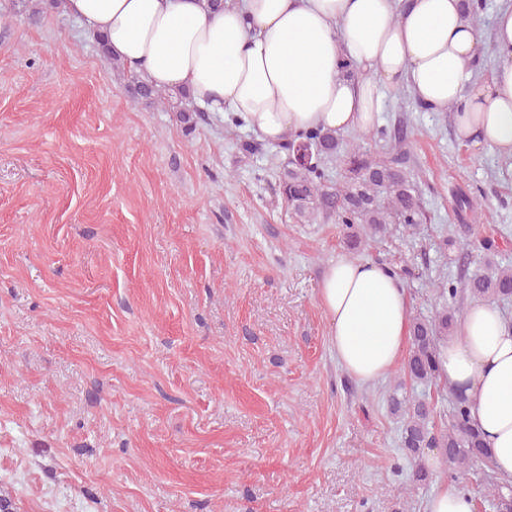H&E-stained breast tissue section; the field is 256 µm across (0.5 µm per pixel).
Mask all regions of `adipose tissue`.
Wrapping results in <instances>:
<instances>
[{
  "label": "adipose tissue",
  "mask_w": 512,
  "mask_h": 512,
  "mask_svg": "<svg viewBox=\"0 0 512 512\" xmlns=\"http://www.w3.org/2000/svg\"><path fill=\"white\" fill-rule=\"evenodd\" d=\"M65 11L104 35L113 58L160 89H189L212 112L241 118L261 140L285 144L304 130L373 127L387 90L409 87L435 112L453 111L461 141L512 160V0L492 28L496 66L461 0H65ZM362 75L343 76V61ZM318 300L336 361L371 384L402 362L410 299L374 262L339 258ZM439 377L463 393L502 480L512 482V320L476 300L438 349Z\"/></svg>",
  "instance_id": "1"
}]
</instances>
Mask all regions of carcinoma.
Listing matches in <instances>:
<instances>
[{
    "instance_id": "1",
    "label": "carcinoma",
    "mask_w": 512,
    "mask_h": 512,
    "mask_svg": "<svg viewBox=\"0 0 512 512\" xmlns=\"http://www.w3.org/2000/svg\"><path fill=\"white\" fill-rule=\"evenodd\" d=\"M136 97L159 101L177 112L186 130L196 128L198 109L183 106L186 94L161 93L149 83L133 79ZM378 135L392 142L386 156L376 158L358 140H348L334 131H305L284 145L293 152L298 145L311 150L308 162L288 160L279 176V190L284 202L304 223L335 220L341 225L343 240L351 251H357L368 238L384 234L389 224H400L408 232L416 231L424 223L421 192L416 180L404 167L400 145L404 140V126L392 130L382 128ZM337 162L343 170L340 180L334 182L327 173V164ZM451 206L462 221L451 244L465 249L471 245L468 233L479 220L478 203L473 192H451ZM468 293L477 299L505 301L512 298V267L499 268L492 276L466 274L459 284L452 282L438 290L439 297L455 300ZM457 310L446 305L433 317H415L411 320V349L405 371L415 381L429 382L438 375L437 351L441 340L456 320ZM394 388L389 395L391 411L400 416L402 450L411 464V482L424 485L429 472L423 463L425 451L438 448L448 467L446 476L452 481L473 474L483 481L487 498L494 512H512V485L500 481L495 474L481 431L469 420V404L460 393H452L448 428L434 433L430 426L433 408L426 402L408 399Z\"/></svg>"
}]
</instances>
